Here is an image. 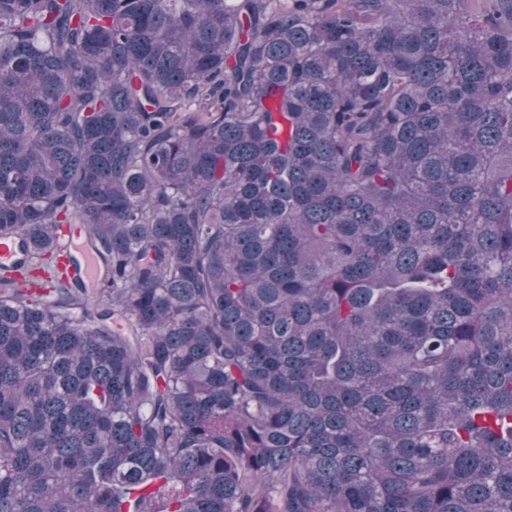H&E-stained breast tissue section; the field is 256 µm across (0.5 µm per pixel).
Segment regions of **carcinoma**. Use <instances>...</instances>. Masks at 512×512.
I'll return each instance as SVG.
<instances>
[{"instance_id": "1", "label": "carcinoma", "mask_w": 512, "mask_h": 512, "mask_svg": "<svg viewBox=\"0 0 512 512\" xmlns=\"http://www.w3.org/2000/svg\"><path fill=\"white\" fill-rule=\"evenodd\" d=\"M5 237L0 512H512V0H0ZM58 237L62 241V254L65 262L69 263L67 272L78 279L85 287L90 288L92 283L101 276L100 265L95 256L85 246L79 232L70 233L68 229L60 228ZM66 256L69 258L65 259ZM74 259V263L69 262Z\"/></svg>"}]
</instances>
